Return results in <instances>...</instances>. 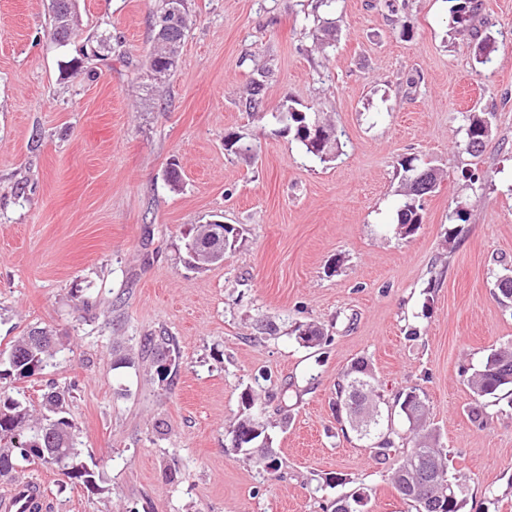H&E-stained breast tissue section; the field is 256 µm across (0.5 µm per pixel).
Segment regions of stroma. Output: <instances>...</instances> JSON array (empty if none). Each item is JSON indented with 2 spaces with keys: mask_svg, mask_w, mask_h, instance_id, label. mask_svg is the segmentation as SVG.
Returning a JSON list of instances; mask_svg holds the SVG:
<instances>
[{
  "mask_svg": "<svg viewBox=\"0 0 512 512\" xmlns=\"http://www.w3.org/2000/svg\"><path fill=\"white\" fill-rule=\"evenodd\" d=\"M482 3L485 64L447 0H187L180 66L155 81L154 0H76L62 48L50 0H0V350L33 327L57 350L41 378L0 379V392L36 409L49 384L70 389L97 482L28 466L53 512H324L357 490L365 512H414L390 464L336 419V383L362 359L385 401L424 393L462 512H512V404L486 399L483 428L468 417L467 376L512 343L496 297L512 270V0ZM288 104L335 125L332 161L271 122ZM472 112L492 125L477 157L462 142ZM231 135L257 156L226 151ZM413 156L439 186L404 236ZM459 207L466 221L450 222ZM216 214L242 240L191 268L180 240ZM298 324L328 341L302 346ZM160 330L177 342L162 377L137 346ZM249 389L273 474L227 437ZM415 161H417L416 158H409L401 164L404 173H406V191L403 194L404 199L399 209L397 210V223L399 224L401 230H403L404 235L413 233L419 224L422 223V218L419 212L422 210L420 197L415 200L416 196L414 194L407 193L410 178L415 168H417L414 166L416 165Z\"/></svg>",
  "mask_w": 512,
  "mask_h": 512,
  "instance_id": "stroma-1",
  "label": "stroma"
}]
</instances>
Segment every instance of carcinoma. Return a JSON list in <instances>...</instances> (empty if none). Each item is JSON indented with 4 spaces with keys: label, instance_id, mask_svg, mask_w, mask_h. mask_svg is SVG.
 Returning a JSON list of instances; mask_svg holds the SVG:
<instances>
[{
    "label": "carcinoma",
    "instance_id": "carcinoma-1",
    "mask_svg": "<svg viewBox=\"0 0 512 512\" xmlns=\"http://www.w3.org/2000/svg\"><path fill=\"white\" fill-rule=\"evenodd\" d=\"M178 3L180 18L174 19L171 13L173 3ZM480 0H454L449 10L448 25L456 30H467L472 26ZM187 32V0H158L155 20L156 46L152 55L162 65L163 70L173 73L180 60V49ZM271 120L282 126V130L292 134L293 139L306 153L329 162L322 150L312 140L311 125L315 116L309 112L289 106L280 112L270 114ZM491 124L484 115L468 116L464 129L465 150L477 157L480 151L472 149L477 142H488ZM420 200L413 194H404L397 210V223L403 234L413 233L422 223ZM38 329L14 340L10 351L15 358L6 355L0 359V378L14 377L16 380L37 379L54 357V341L33 347L31 340ZM296 338L307 347H314L324 339V333L311 325H299L294 329ZM141 349L156 357L160 372H168L167 362L172 360L175 341L171 336H145ZM472 394L471 420L482 427L487 424V415L482 400L494 398L503 389L512 386V346L500 347L489 352L481 367L467 379ZM336 418L341 423L342 433L352 431L358 440L368 447L371 453L384 460L390 457L396 441L374 400V374L365 361L355 362L336 383ZM244 411L239 415L235 426L229 430L233 436L248 427L254 432L245 448H264L262 455L265 471L278 470V462L272 458L268 424L258 418L256 399L247 392L242 397ZM66 392L52 390L42 397L43 412L36 417L26 403L17 397L0 392V477H13L24 464H32L29 457L38 459V464L57 467L68 478L82 482L86 486L96 485L95 473L82 459L78 447L77 426L67 408ZM412 434L411 448L403 453L398 464L392 469L390 481L398 494L412 503L415 512H461L463 507L462 484L451 473L447 452L439 446V436L428 422V408L421 397L420 389L411 387L395 396L392 405ZM64 430L66 444L51 442L46 431L49 426ZM447 474L453 490L438 494L436 477ZM365 497L355 492L334 502L332 512H363Z\"/></svg>",
    "mask_w": 512,
    "mask_h": 512
}]
</instances>
